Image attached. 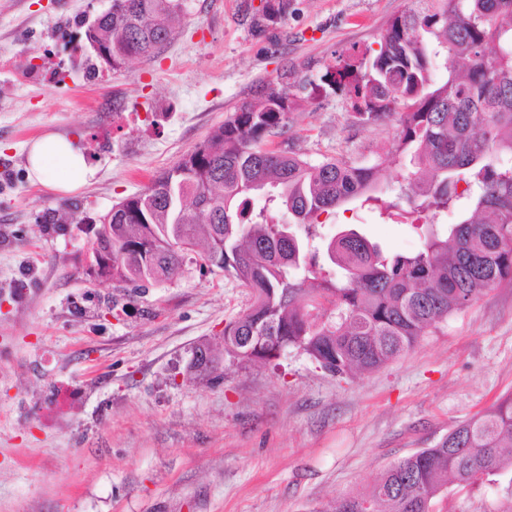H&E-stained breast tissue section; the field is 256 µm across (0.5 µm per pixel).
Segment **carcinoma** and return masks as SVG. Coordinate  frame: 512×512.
Listing matches in <instances>:
<instances>
[{"instance_id": "obj_1", "label": "carcinoma", "mask_w": 512, "mask_h": 512, "mask_svg": "<svg viewBox=\"0 0 512 512\" xmlns=\"http://www.w3.org/2000/svg\"><path fill=\"white\" fill-rule=\"evenodd\" d=\"M378 48L336 71L352 122L393 119L407 207L378 188L379 165L342 154L312 162L266 142L284 133L303 80L286 69L208 139L112 215V279L164 283L217 257L251 304L224 326V354L247 361L295 348L332 375L379 369L493 288L512 286V0H416ZM184 0H112L87 34L118 72L166 44ZM288 0H265L276 22ZM448 77L433 78L439 66ZM265 196L256 210L253 199ZM357 203L418 231L388 255L349 227L323 250L313 228ZM457 214L454 224L438 216ZM491 481L512 512V394L391 465L331 512H435L448 485Z\"/></svg>"}]
</instances>
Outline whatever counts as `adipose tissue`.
Masks as SVG:
<instances>
[{"label":"adipose tissue","mask_w":512,"mask_h":512,"mask_svg":"<svg viewBox=\"0 0 512 512\" xmlns=\"http://www.w3.org/2000/svg\"><path fill=\"white\" fill-rule=\"evenodd\" d=\"M28 160L33 182L64 195L85 187L97 173L87 162L79 140L57 134L32 141Z\"/></svg>","instance_id":"1"}]
</instances>
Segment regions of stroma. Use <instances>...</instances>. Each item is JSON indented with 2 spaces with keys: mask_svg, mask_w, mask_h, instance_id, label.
I'll list each match as a JSON object with an SVG mask.
<instances>
[{
  "mask_svg": "<svg viewBox=\"0 0 512 512\" xmlns=\"http://www.w3.org/2000/svg\"><path fill=\"white\" fill-rule=\"evenodd\" d=\"M410 0H188L171 42L113 72L85 40L112 0H0V512H325L386 468L512 393V288H496L372 372L334 376L290 348L224 353L247 288L195 266L139 286L94 277L100 215L141 193L292 67L307 86L271 146L380 164L401 191L396 126L351 123L325 80L375 46ZM78 137L97 175L59 197L28 177L30 143ZM321 231L361 225L389 253L406 224L345 204ZM220 357L190 372L196 349ZM487 487L449 486L439 512H497Z\"/></svg>",
  "mask_w": 512,
  "mask_h": 512,
  "instance_id": "obj_1",
  "label": "stroma"
}]
</instances>
